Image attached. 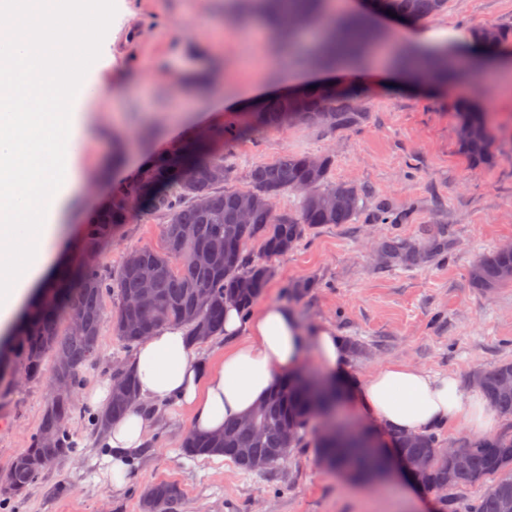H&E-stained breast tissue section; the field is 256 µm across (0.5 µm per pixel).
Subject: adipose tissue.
I'll return each instance as SVG.
<instances>
[{
  "label": "adipose tissue",
  "instance_id": "adipose-tissue-1",
  "mask_svg": "<svg viewBox=\"0 0 512 512\" xmlns=\"http://www.w3.org/2000/svg\"><path fill=\"white\" fill-rule=\"evenodd\" d=\"M105 25L99 0H0V327L54 261L63 211L81 194V150L98 129L88 106L99 85ZM224 336L231 345L223 358L205 365L183 328L158 330L129 364L141 398L159 405L179 397L193 430L217 436L279 382L300 375L307 345L330 376L349 355L333 329L306 332L274 302L256 306L246 321L226 305ZM350 397L366 423L394 434L456 424L478 439L500 422L478 387L402 361L375 370ZM152 424L146 407L134 406L105 431L114 489L123 488Z\"/></svg>",
  "mask_w": 512,
  "mask_h": 512
}]
</instances>
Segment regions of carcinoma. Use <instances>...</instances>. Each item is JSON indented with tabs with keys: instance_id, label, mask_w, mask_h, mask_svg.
<instances>
[{
	"instance_id": "obj_1",
	"label": "carcinoma",
	"mask_w": 512,
	"mask_h": 512,
	"mask_svg": "<svg viewBox=\"0 0 512 512\" xmlns=\"http://www.w3.org/2000/svg\"><path fill=\"white\" fill-rule=\"evenodd\" d=\"M263 3L281 39L293 45L302 25L322 23L325 16L312 9L322 0H244ZM399 15L423 20L444 11L448 0H370ZM473 41L492 48L512 41V25L490 24L472 31ZM378 35L363 25L349 24L343 37L332 45L329 55L311 52L299 63L336 65L358 52ZM428 80L443 78L448 83L464 74L448 70L441 58L413 61ZM362 92L331 85L268 101L264 106L239 113L206 136L182 143L175 149L148 159L138 172L112 194L110 204L91 212L82 224V253L62 268L45 286L18 323L14 336L18 358L26 374L38 377L43 362L53 360L54 375L70 388V395L51 398L43 411L29 447L12 463L0 484V498L15 500L53 463L75 450L68 420L77 409L76 395L85 367L99 357L98 340L109 327L125 348L131 350L168 325L187 330L191 343H202L224 333V304L234 302L249 313L265 288L268 264L251 262L243 256L249 241L260 244L262 255L274 258L293 250L311 231L323 224H349L361 212L366 191L353 184L333 182L334 157L286 153L269 163L253 166L244 190L226 189L230 171L220 149L244 140L250 133L284 125L307 124L331 130L360 125L366 118ZM458 144L475 167L494 159L495 128L489 115L463 109L455 113ZM285 193L296 195L293 208L279 209L276 201ZM164 219V246L140 247L129 251L117 269L103 266L98 258L101 245L112 240L123 225L132 223L137 212ZM382 255L419 260L421 253L404 249L388 240L380 245ZM474 287L489 293L512 283V248L492 250L473 265ZM116 300L115 310L105 308V296ZM112 402L92 418L94 433L124 414L138 398L132 373L117 364L112 369ZM500 413L512 418V362L498 364L481 373L477 383ZM342 389L331 383L312 387L298 376L281 383L265 405L246 421L229 422L218 437L188 431L181 440L183 455L196 458L222 455L243 470H253L252 461L263 459L266 467L286 458L284 448L303 444L307 429L322 423L317 447L323 461L337 472L367 479L375 468L348 425L336 419ZM291 427L286 435L283 427ZM392 447L400 457L427 461L416 481L432 492L501 478L485 486L479 499L466 512H512V434L469 440L463 446L467 465L456 466L436 436L420 433L397 436ZM183 489L175 482L154 484L142 500L143 512H177Z\"/></svg>"
}]
</instances>
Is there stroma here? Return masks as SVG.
<instances>
[{"label": "stroma", "mask_w": 512, "mask_h": 512, "mask_svg": "<svg viewBox=\"0 0 512 512\" xmlns=\"http://www.w3.org/2000/svg\"><path fill=\"white\" fill-rule=\"evenodd\" d=\"M238 2L102 0L108 16L98 77L103 91L90 107L104 120H118L130 139V157L113 164L107 140L88 148L97 178L56 245L58 259H75L86 213L131 179L146 156L231 121L232 95L252 85H264L269 96L289 91L270 62L273 48L261 27L251 20L228 24ZM502 23L512 24V0H448L447 9L419 26H449L466 38L474 27ZM364 89L366 119L357 127L269 129L224 153L237 189L246 188L252 166L290 151L333 153L331 180L366 191L364 210L352 223L323 225L288 254L270 259L272 276L260 299L292 310L306 329L327 326L359 343L341 374L350 383L404 360L469 384L477 370L512 361V284L486 294L469 280L482 254L512 243V95L475 76L421 96L374 80ZM462 98L488 112L499 129L492 166L472 168L459 150L454 110ZM383 207L399 222L375 220ZM162 231L157 216L126 225L102 251V263L114 267L131 249L161 247ZM439 235L448 250L426 262L377 256L382 240L422 246ZM300 280L312 281V288L290 294ZM131 358L111 329H103L85 388L109 381L112 366ZM47 398L42 381L19 374L0 383V481L27 448ZM92 412L79 403L69 421L75 453L50 465L25 497L0 504V512H142L143 495L161 481L183 489L178 512H448L449 503L465 504L483 491L460 486L443 497L401 475L392 486L361 484L323 464L310 439L263 471L241 470L222 456L188 458L180 443L190 416L173 400L158 409L125 488L116 492L101 476L105 450L89 427Z\"/></svg>", "instance_id": "stroma-1"}]
</instances>
